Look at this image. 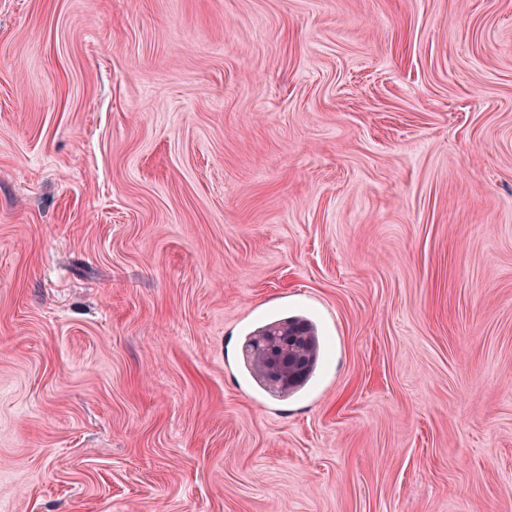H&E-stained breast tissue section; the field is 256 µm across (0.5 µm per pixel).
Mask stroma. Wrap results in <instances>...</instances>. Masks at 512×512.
<instances>
[{
  "label": "stroma",
  "mask_w": 512,
  "mask_h": 512,
  "mask_svg": "<svg viewBox=\"0 0 512 512\" xmlns=\"http://www.w3.org/2000/svg\"><path fill=\"white\" fill-rule=\"evenodd\" d=\"M0 512H512V0H0ZM279 336H288V350L296 353L301 365L298 377L278 387L270 383L264 365L260 361V347L266 350L269 344L279 340ZM323 355V342L315 324L303 316H286L272 320L258 327L245 341V366L255 382L262 388L277 393L280 397H289L310 380ZM310 372L302 379L309 365Z\"/></svg>",
  "instance_id": "obj_1"
}]
</instances>
